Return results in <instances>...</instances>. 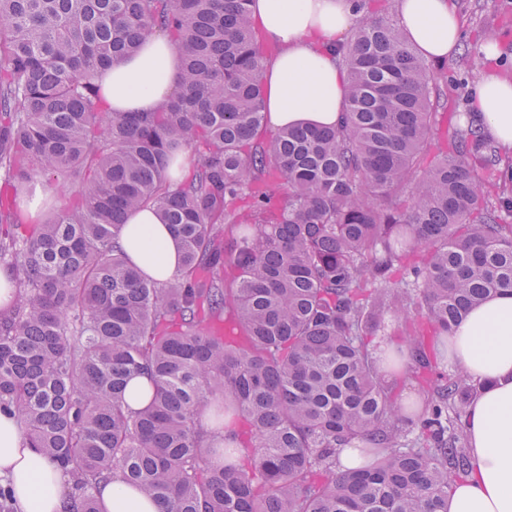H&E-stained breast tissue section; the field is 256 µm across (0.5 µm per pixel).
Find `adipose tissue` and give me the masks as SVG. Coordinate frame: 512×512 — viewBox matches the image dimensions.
<instances>
[{"label":"adipose tissue","instance_id":"obj_1","mask_svg":"<svg viewBox=\"0 0 512 512\" xmlns=\"http://www.w3.org/2000/svg\"><path fill=\"white\" fill-rule=\"evenodd\" d=\"M250 10L264 39L279 48L264 70L270 128L336 125L347 103L336 49L359 18L354 0H251ZM394 14L418 57L441 63L459 49L463 21L454 0H396ZM180 73L175 46L155 35L105 72L102 95L111 111L152 112L177 93ZM472 103L483 134L512 152V78L481 75ZM120 244L157 282L180 272L178 244L152 208L131 214ZM444 353L449 365L486 383L467 409L470 470L454 483L448 512H512V295L473 309ZM0 476L10 481L19 512H64L65 474L27 447L20 419L7 413H0ZM95 495L100 512H160L118 478Z\"/></svg>","mask_w":512,"mask_h":512}]
</instances>
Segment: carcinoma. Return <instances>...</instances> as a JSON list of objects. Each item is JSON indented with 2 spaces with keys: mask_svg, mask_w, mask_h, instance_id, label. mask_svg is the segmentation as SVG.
Segmentation results:
<instances>
[{
  "mask_svg": "<svg viewBox=\"0 0 512 512\" xmlns=\"http://www.w3.org/2000/svg\"><path fill=\"white\" fill-rule=\"evenodd\" d=\"M249 2L0 0V269L17 289L0 412L70 476L68 512H100L93 490L114 477L161 512H448L481 384L437 370L416 327L448 336L512 294V160L468 115L438 143L464 85L367 0L342 45L340 123L255 141L268 46ZM154 34L179 53L178 93L106 111L101 73ZM45 177L77 189L33 215ZM147 206L180 245L165 284L118 243ZM218 313L246 343L210 330ZM390 317L414 337L423 411L379 375L370 342ZM141 373L153 395L131 411ZM344 448L365 465L339 468Z\"/></svg>",
  "mask_w": 512,
  "mask_h": 512,
  "instance_id": "1",
  "label": "carcinoma"
}]
</instances>
